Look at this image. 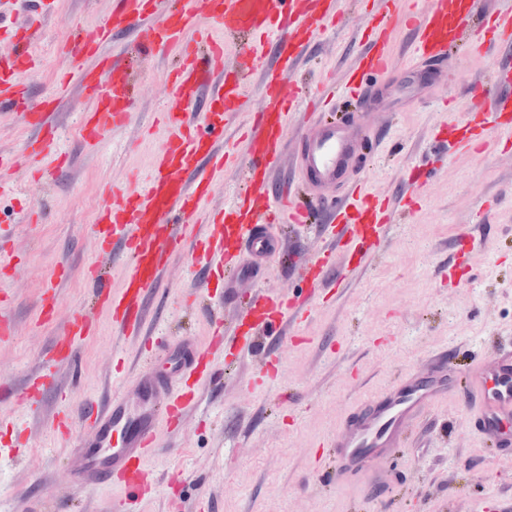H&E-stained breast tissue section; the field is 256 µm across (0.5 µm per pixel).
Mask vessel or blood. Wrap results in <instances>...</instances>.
Listing matches in <instances>:
<instances>
[{"label":"vessel or blood","instance_id":"b4317fda","mask_svg":"<svg viewBox=\"0 0 512 512\" xmlns=\"http://www.w3.org/2000/svg\"><path fill=\"white\" fill-rule=\"evenodd\" d=\"M380 2L384 20L371 26L357 64L343 77L360 111L344 120L307 122L293 135L288 115L297 88L291 75L305 47L333 23L336 0H118L104 24L79 28L69 48L75 59L97 56L114 35L133 29L138 52L162 44L177 49L182 63L167 76L173 98L159 117L168 135L149 179L139 188L112 191L97 219L101 239L120 240L128 257L121 288L101 289L100 303L111 309L122 334L138 340L125 373L137 400L131 405L114 396L76 407L92 438L78 443L69 458L73 488L117 483L135 493L144 491L146 457L159 448L162 434L181 433L185 414L196 405L185 379L224 348L223 336L216 331L207 345L182 344L164 376L147 371L159 341L149 327L146 297L159 287L174 255L184 251L194 262L221 261L231 252L244 251L253 263L269 268L287 256L283 236L273 233L272 225H287V235L293 237L317 223L324 212L335 227L322 256L296 264L298 277L317 292L330 286L325 269L338 266L355 273L353 259H365L381 248L390 228V203L362 186L367 163L362 144L381 130L394 84L420 73L432 86L446 87L448 49L466 33L480 0H427V11L403 14L400 23L415 29L418 44L402 66L391 56L397 26L388 21L393 0ZM484 19L487 28L478 49L501 51L504 58L494 72L499 96L477 136L482 144L494 135H512V10L488 12ZM217 29L253 37L251 56L226 69L224 42L213 35ZM269 35L276 38L282 63L263 70L259 63ZM104 62L103 71L82 67L77 72L79 85L93 103L79 131L81 142L90 146L132 110L123 57L108 56ZM257 69L262 72L265 105L246 125L253 160L244 174L247 188L223 211L204 213L214 176L224 169V154L215 143L247 96L246 73ZM34 70L35 53L27 42L0 60V106L8 107L23 124L39 128L40 139L25 143L21 155L53 154V168L42 171L48 181L54 168L62 167L66 153L55 147L57 98L35 100L28 92ZM285 154L299 180L284 182L276 194H269L264 188L268 173ZM308 305V300L286 292L259 295L243 309V318L250 321L244 346L253 347L273 332L287 342L289 333L304 322ZM462 382L470 397L466 419L472 435L494 442L496 460L511 462L512 433L501 424L512 418V343L495 345L472 365L467 380H459L448 355L437 352L425 370L407 372L395 385L367 396L330 441L334 478L389 484L388 462L410 427L447 401Z\"/></svg>","mask_w":512,"mask_h":512}]
</instances>
